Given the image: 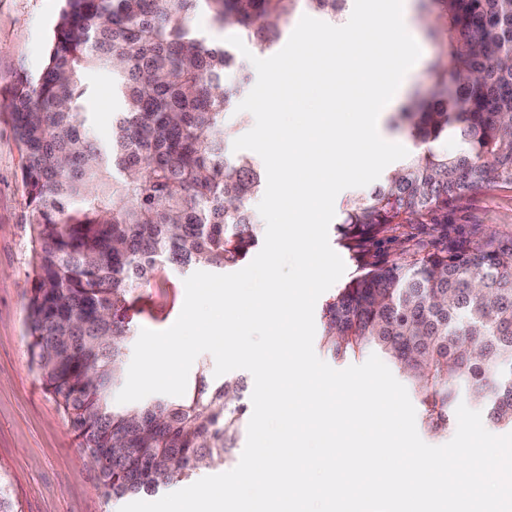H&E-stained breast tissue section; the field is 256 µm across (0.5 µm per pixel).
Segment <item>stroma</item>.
<instances>
[{"mask_svg": "<svg viewBox=\"0 0 512 512\" xmlns=\"http://www.w3.org/2000/svg\"><path fill=\"white\" fill-rule=\"evenodd\" d=\"M61 0H0V101L8 98L19 72L37 74L48 39L58 20ZM410 33L421 48L397 106L432 91L430 64L439 52L428 38L418 4L410 6ZM93 93L86 102L99 137H107L111 115L120 101L108 78L90 72ZM22 181V155L7 112H0V484L12 497L15 512H119L122 503L103 496L97 472L61 410L46 393L31 361L27 336V294L31 287V226ZM512 233V186L482 188L428 224L400 228V241L379 236L362 241L328 231L332 249L343 259V281L368 268L421 258L473 232ZM185 271L164 266L150 284L136 288L129 315L134 331H161L178 318L185 299Z\"/></svg>", "mask_w": 512, "mask_h": 512, "instance_id": "35a3bbf8", "label": "stroma"}]
</instances>
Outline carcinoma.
Segmentation results:
<instances>
[{
	"label": "carcinoma",
	"mask_w": 512,
	"mask_h": 512,
	"mask_svg": "<svg viewBox=\"0 0 512 512\" xmlns=\"http://www.w3.org/2000/svg\"><path fill=\"white\" fill-rule=\"evenodd\" d=\"M428 34L446 36L435 92L392 117L415 150L338 230L374 238L423 224L490 184L512 185V0H418ZM336 21L345 0H64L39 74H17L3 108L23 153L31 207L32 363L115 500L224 465L237 447L244 386L200 375L177 401L114 407L125 371L133 289L166 263L222 271L258 244L249 200L263 185L251 157H230L225 122L243 69L229 46L191 26L206 9L273 49L299 4ZM112 78L122 109L92 137L85 76ZM450 138L462 149L439 144ZM321 346L373 350L413 386L427 431L461 398L512 429V234L464 236L405 264L375 266L326 300Z\"/></svg>",
	"instance_id": "carcinoma-1"
}]
</instances>
